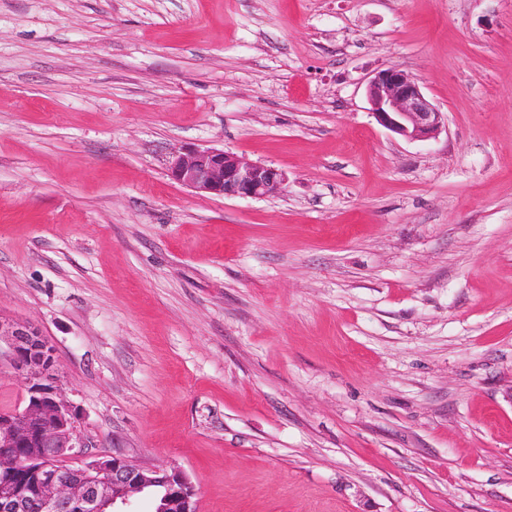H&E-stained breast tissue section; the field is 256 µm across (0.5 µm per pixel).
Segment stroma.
Here are the masks:
<instances>
[{
	"mask_svg": "<svg viewBox=\"0 0 512 512\" xmlns=\"http://www.w3.org/2000/svg\"><path fill=\"white\" fill-rule=\"evenodd\" d=\"M0 315L196 512H512V0H0ZM366 97L380 125L409 140L434 138L445 123L441 112L406 71L378 70L368 81ZM170 177L196 193L219 197L260 198L282 191L278 169L220 149H185L172 159Z\"/></svg>",
	"mask_w": 512,
	"mask_h": 512,
	"instance_id": "obj_1",
	"label": "stroma"
}]
</instances>
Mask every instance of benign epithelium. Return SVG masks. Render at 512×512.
Returning a JSON list of instances; mask_svg holds the SVG:
<instances>
[{"label":"benign epithelium","instance_id":"1","mask_svg":"<svg viewBox=\"0 0 512 512\" xmlns=\"http://www.w3.org/2000/svg\"><path fill=\"white\" fill-rule=\"evenodd\" d=\"M366 97L380 125L408 140L435 137L441 112L406 71L391 67L368 81ZM170 177L199 194L260 198L282 191L278 169L220 149H186L172 159ZM0 362L25 383L22 405L0 410V512H126L132 498L165 489L158 512H195L194 489L177 470L146 468L119 454H87L76 406L67 400L55 351L30 324L0 315ZM18 448L35 455L19 461ZM70 459L81 463L73 466ZM27 469L30 494L19 489Z\"/></svg>","mask_w":512,"mask_h":512}]
</instances>
